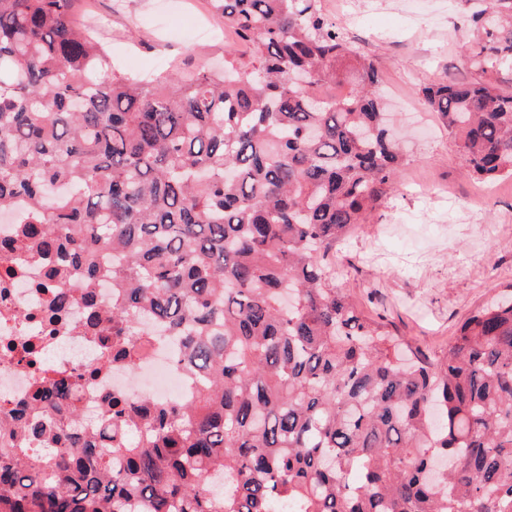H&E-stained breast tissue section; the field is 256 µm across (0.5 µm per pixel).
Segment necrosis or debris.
Returning <instances> with one entry per match:
<instances>
[{
  "label": "necrosis or debris",
  "instance_id": "4bbe7bcc",
  "mask_svg": "<svg viewBox=\"0 0 512 512\" xmlns=\"http://www.w3.org/2000/svg\"><path fill=\"white\" fill-rule=\"evenodd\" d=\"M43 278L42 265L25 249L0 250V417L26 402L40 375L79 371L104 356L101 344L83 328L81 307L71 308L57 324L45 322L49 294L40 286ZM31 341L42 352L35 369L25 365L17 352ZM180 355L176 341L158 339L140 349L135 367L110 363L84 390L86 420H98L104 412V398L111 395L176 404L188 390L176 365Z\"/></svg>",
  "mask_w": 512,
  "mask_h": 512
}]
</instances>
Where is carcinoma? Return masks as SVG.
Returning a JSON list of instances; mask_svg holds the SVG:
<instances>
[{"label":"carcinoma","mask_w":512,"mask_h":512,"mask_svg":"<svg viewBox=\"0 0 512 512\" xmlns=\"http://www.w3.org/2000/svg\"><path fill=\"white\" fill-rule=\"evenodd\" d=\"M75 0H0V211L60 258L52 309L80 304L112 360L153 318L192 394L114 397L93 423L76 375L0 420V512H512V292L429 357L366 318L329 254L405 162L380 72L315 0H218L246 45L224 65L119 71ZM473 67L512 62L491 0ZM467 171L512 177V93L422 89ZM112 282V307L64 291Z\"/></svg>","instance_id":"1"}]
</instances>
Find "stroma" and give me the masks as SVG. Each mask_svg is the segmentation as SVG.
Instances as JSON below:
<instances>
[{
    "mask_svg": "<svg viewBox=\"0 0 512 512\" xmlns=\"http://www.w3.org/2000/svg\"><path fill=\"white\" fill-rule=\"evenodd\" d=\"M489 0H349L330 21L373 57L403 134L405 164L366 224L336 247V282L394 335L431 353L478 307L512 286V178L483 186L421 90L483 78L512 92V66L478 72L469 19ZM95 16L113 65L155 73L180 58L219 62L235 45L214 0H81L75 23Z\"/></svg>",
    "mask_w": 512,
    "mask_h": 512,
    "instance_id": "obj_1",
    "label": "stroma"
}]
</instances>
